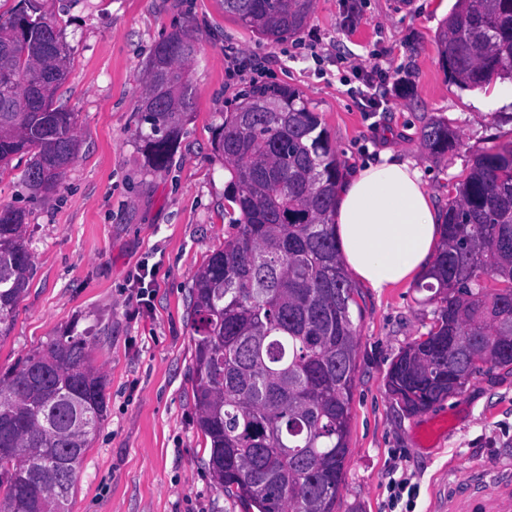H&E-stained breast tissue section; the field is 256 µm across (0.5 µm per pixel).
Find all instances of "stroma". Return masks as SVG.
Wrapping results in <instances>:
<instances>
[{
    "label": "stroma",
    "mask_w": 512,
    "mask_h": 512,
    "mask_svg": "<svg viewBox=\"0 0 512 512\" xmlns=\"http://www.w3.org/2000/svg\"><path fill=\"white\" fill-rule=\"evenodd\" d=\"M69 47L56 105L77 116V153L59 189L33 194L26 158L0 171V206L24 214L31 270L0 375L72 329L94 336L107 408L87 448L71 512H242L214 485L198 428L189 288L234 235L230 176L214 128L252 85L298 90L318 112L344 176L392 152L414 162L439 214L492 146L512 143V103L498 85L463 89L444 72L436 36L455 0H315L307 25L278 42L224 12V0H33ZM196 38L193 104L165 168L148 167L138 108L154 46ZM379 61L388 109L365 110L350 67ZM448 123L459 144L430 153L421 133ZM358 327L349 454L336 512H388L390 463L419 486L414 512H432L463 470L512 468V366L470 379L428 411L405 413L386 386L390 364L432 327L437 303L415 284L376 293L353 283Z\"/></svg>",
    "instance_id": "stroma-1"
}]
</instances>
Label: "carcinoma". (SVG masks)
Segmentation results:
<instances>
[{
  "mask_svg": "<svg viewBox=\"0 0 512 512\" xmlns=\"http://www.w3.org/2000/svg\"><path fill=\"white\" fill-rule=\"evenodd\" d=\"M313 0H224V12L266 40L300 32ZM55 22L21 6L0 15V169L29 156L23 178L58 189L75 158V113L48 111L68 51ZM442 66L462 88L512 78V0H457L437 36ZM195 38L176 30L147 63L168 73L166 106L141 107L148 166H167L179 116L189 111L185 63ZM433 153L455 144L448 125L424 127ZM239 217L194 275L193 399L210 441L208 469L244 512H335L349 453L357 326L334 213L340 162L317 113L292 88L254 84L214 129ZM22 212L0 207V340L9 336L31 255ZM420 291L439 303L429 332L399 353L389 392L415 414L462 392L470 377L512 366V147L477 160L448 200L441 247ZM91 337L69 331L0 377V512H70L83 454L105 412L106 377L90 362ZM463 381L448 386V368Z\"/></svg>",
  "mask_w": 512,
  "mask_h": 512,
  "instance_id": "obj_1",
  "label": "carcinoma"
}]
</instances>
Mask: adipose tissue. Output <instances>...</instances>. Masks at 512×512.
Returning a JSON list of instances; mask_svg holds the SVG:
<instances>
[{
  "label": "adipose tissue",
  "mask_w": 512,
  "mask_h": 512,
  "mask_svg": "<svg viewBox=\"0 0 512 512\" xmlns=\"http://www.w3.org/2000/svg\"><path fill=\"white\" fill-rule=\"evenodd\" d=\"M335 222L345 268L379 293L414 281L441 241L418 169L389 155L358 168L343 184Z\"/></svg>",
  "instance_id": "adipose-tissue-1"
}]
</instances>
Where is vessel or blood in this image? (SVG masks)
I'll return each mask as SVG.
<instances>
[{
	"instance_id": "1",
	"label": "vessel or blood",
	"mask_w": 512,
	"mask_h": 512,
	"mask_svg": "<svg viewBox=\"0 0 512 512\" xmlns=\"http://www.w3.org/2000/svg\"><path fill=\"white\" fill-rule=\"evenodd\" d=\"M436 512H512V470L499 474L489 491L473 478L463 479L458 492L440 497Z\"/></svg>"
}]
</instances>
